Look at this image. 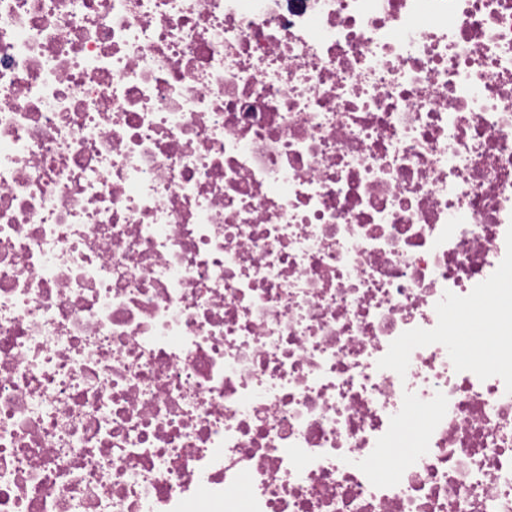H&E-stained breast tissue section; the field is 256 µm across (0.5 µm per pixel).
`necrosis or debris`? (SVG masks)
Masks as SVG:
<instances>
[{
  "label": "necrosis or debris",
  "instance_id": "obj_1",
  "mask_svg": "<svg viewBox=\"0 0 512 512\" xmlns=\"http://www.w3.org/2000/svg\"><path fill=\"white\" fill-rule=\"evenodd\" d=\"M509 267L512 0H0V512H512Z\"/></svg>",
  "mask_w": 512,
  "mask_h": 512
}]
</instances>
